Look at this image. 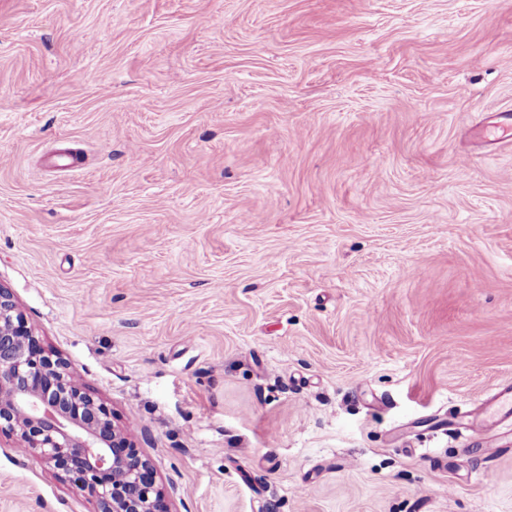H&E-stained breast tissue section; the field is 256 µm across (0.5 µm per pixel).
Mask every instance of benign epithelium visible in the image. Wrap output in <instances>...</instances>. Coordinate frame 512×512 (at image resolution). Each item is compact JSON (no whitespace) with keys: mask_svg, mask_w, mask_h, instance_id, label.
<instances>
[{"mask_svg":"<svg viewBox=\"0 0 512 512\" xmlns=\"http://www.w3.org/2000/svg\"><path fill=\"white\" fill-rule=\"evenodd\" d=\"M16 436L98 512H163L153 465L86 393L71 367L40 347L12 292L0 285V432Z\"/></svg>","mask_w":512,"mask_h":512,"instance_id":"1","label":"benign epithelium"}]
</instances>
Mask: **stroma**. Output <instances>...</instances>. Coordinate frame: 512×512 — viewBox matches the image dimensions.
Here are the masks:
<instances>
[{
	"instance_id": "1",
	"label": "stroma",
	"mask_w": 512,
	"mask_h": 512,
	"mask_svg": "<svg viewBox=\"0 0 512 512\" xmlns=\"http://www.w3.org/2000/svg\"><path fill=\"white\" fill-rule=\"evenodd\" d=\"M505 111L512 0H0V284L168 512H512ZM512 418V383L499 386L496 392L478 408L468 429L474 433L477 448H495L499 453L510 448L512 438L500 431L502 424Z\"/></svg>"
}]
</instances>
